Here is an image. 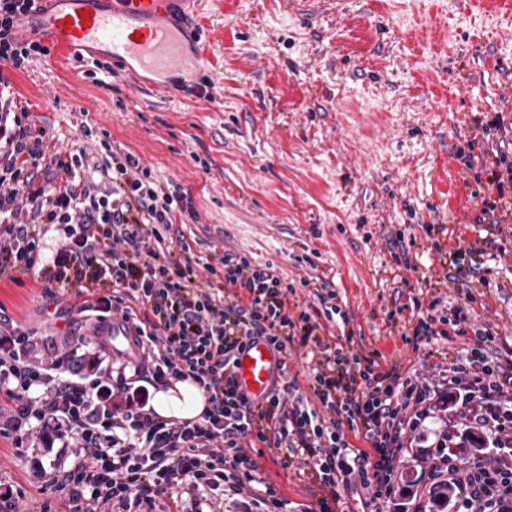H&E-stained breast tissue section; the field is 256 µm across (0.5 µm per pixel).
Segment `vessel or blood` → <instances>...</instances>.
<instances>
[{"instance_id":"b4317fda","label":"vessel or blood","mask_w":512,"mask_h":512,"mask_svg":"<svg viewBox=\"0 0 512 512\" xmlns=\"http://www.w3.org/2000/svg\"><path fill=\"white\" fill-rule=\"evenodd\" d=\"M39 5V23L56 58L103 49L112 62L137 64L167 81L203 67L195 33L177 17L193 0H39ZM281 361L264 338L247 340L233 368L241 390L263 398Z\"/></svg>"}]
</instances>
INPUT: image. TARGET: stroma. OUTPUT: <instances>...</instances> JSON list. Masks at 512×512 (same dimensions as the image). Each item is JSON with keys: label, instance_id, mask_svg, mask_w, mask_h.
<instances>
[{"label": "stroma", "instance_id": "obj_1", "mask_svg": "<svg viewBox=\"0 0 512 512\" xmlns=\"http://www.w3.org/2000/svg\"><path fill=\"white\" fill-rule=\"evenodd\" d=\"M196 9L205 79L152 91L119 70L104 87L108 58L85 52L1 71L0 84L61 157L129 151L165 186L188 189L197 217L170 235L191 255L272 264L300 304L328 283L349 318L331 331L350 336L352 352L385 366L417 359L394 311L406 283L448 307L473 292L477 322L512 339V234L498 235L494 259L477 255L483 160L469 167L459 156L478 117L512 124V0H197ZM398 234L411 268L389 249ZM441 251L483 262L486 283L440 281ZM55 311L36 276L0 279V316L34 336L79 329V313L66 326ZM50 458L42 448L17 457L2 437L0 482L24 499Z\"/></svg>", "mask_w": 512, "mask_h": 512}]
</instances>
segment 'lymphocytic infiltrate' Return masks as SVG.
Instances as JSON below:
<instances>
[{"mask_svg":"<svg viewBox=\"0 0 512 512\" xmlns=\"http://www.w3.org/2000/svg\"><path fill=\"white\" fill-rule=\"evenodd\" d=\"M34 0H0V60L22 69L48 55L18 33ZM50 153L28 113L0 92V277L37 272L55 296L81 297L84 333L66 353L33 357V335L0 328V436L17 455L36 444L74 448V461L42 469L41 492L65 498L70 512H181L183 497L204 498L208 512H286L275 483L259 477L257 456L282 450L281 466L313 487L299 512H400L422 490L451 489L454 512H512V343L475 323L474 296L445 309L412 295L411 344L469 336L447 362L382 367L373 356L320 343L303 395L280 377L261 402L241 391L233 367L245 341L261 336L280 353L318 341L340 309L335 291L319 308L289 309L294 285L272 265L227 253L216 262L179 258L167 237L192 213L188 192L154 181L132 153L86 166L84 154L57 160L62 178L38 181ZM481 214L512 224V152L497 149L483 168ZM30 220H21L23 210ZM56 233L58 246L44 240ZM124 346H116L113 330ZM192 380L204 413L176 422L158 415L151 388ZM39 395H32V388ZM442 426L421 447L427 420ZM367 448L352 447L347 431ZM414 481L400 479L404 462Z\"/></svg>","mask_w":512,"mask_h":512,"instance_id":"f902f5d3","label":"lymphocytic infiltrate"}]
</instances>
